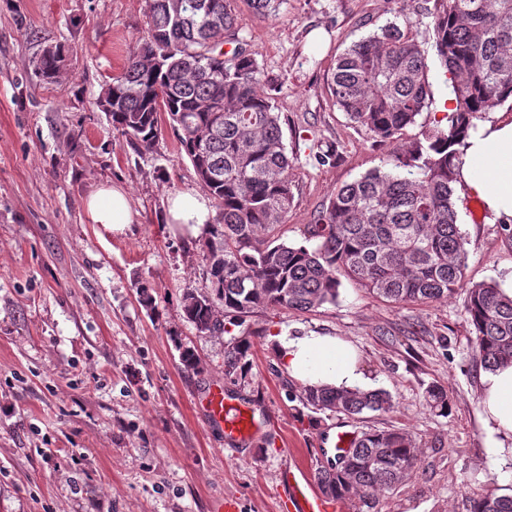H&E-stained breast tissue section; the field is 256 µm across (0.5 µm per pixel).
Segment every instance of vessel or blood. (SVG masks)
I'll use <instances>...</instances> for the list:
<instances>
[{"mask_svg": "<svg viewBox=\"0 0 512 512\" xmlns=\"http://www.w3.org/2000/svg\"><path fill=\"white\" fill-rule=\"evenodd\" d=\"M201 405L209 419L223 430L227 441H248L259 427L254 408L225 393L223 386H212ZM278 508L280 512H340L342 505L318 493L310 475L303 470L287 472Z\"/></svg>", "mask_w": 512, "mask_h": 512, "instance_id": "1", "label": "vessel or blood"}]
</instances>
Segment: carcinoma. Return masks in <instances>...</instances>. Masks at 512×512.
<instances>
[{"instance_id":"obj_1","label":"carcinoma","mask_w":512,"mask_h":512,"mask_svg":"<svg viewBox=\"0 0 512 512\" xmlns=\"http://www.w3.org/2000/svg\"><path fill=\"white\" fill-rule=\"evenodd\" d=\"M432 18L436 58L453 79L457 102L446 123L424 127L407 145L330 195L308 225L320 245L281 240L293 204L291 170L274 98L262 88L256 59L232 52L238 17L231 0H147L148 36L128 55L124 72L97 106L139 152L153 149L167 113L181 149L218 213L203 243L210 293L187 290L186 318L200 334H223L258 308L309 311L334 303L346 277L395 305L449 300L464 292L475 366L486 372L512 362V296L496 281H465L468 254L458 224L453 160L477 115L512 100V0H440ZM65 61L60 45L32 61L55 82ZM426 52L408 28L390 22L337 59L330 89L338 108L379 142H392L428 107ZM253 342L233 338L224 376L251 370ZM187 372L194 349L178 345ZM296 398L316 411L348 417L393 408L380 389L303 386ZM431 412L448 415L447 391H428ZM417 464L402 430H369L336 463L316 469L323 495L380 512ZM470 512H512V495L487 487Z\"/></svg>"}]
</instances>
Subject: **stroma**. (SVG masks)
Listing matches in <instances>:
<instances>
[{"instance_id": "1", "label": "stroma", "mask_w": 512, "mask_h": 512, "mask_svg": "<svg viewBox=\"0 0 512 512\" xmlns=\"http://www.w3.org/2000/svg\"><path fill=\"white\" fill-rule=\"evenodd\" d=\"M231 6L293 158L282 238L316 249L306 234L314 215L393 149L337 107L328 83L338 56L389 22L427 51L433 31L421 6L398 0H284L272 16L248 0ZM147 31L146 0H0V512H219L228 497L240 512H277L282 470L326 464L331 433L389 428L412 436L418 460L381 512H469L471 491L512 494V475H499L487 452L483 371L461 299L397 306L343 280L335 303L248 314L236 332L254 343L252 369L225 379L229 335L199 334L182 310L184 292L207 284L203 239L166 222L169 198L202 189L193 166L172 130L142 155L97 106ZM56 43L66 67L46 84L31 62ZM428 81L431 103L404 140L442 117L451 81L437 61ZM323 151L333 164L318 163ZM102 184L128 193L134 221L124 234L87 219L84 201ZM475 202L456 191L465 279L511 287L512 241L487 211L472 215ZM143 287L153 308L140 302ZM285 329L351 342L393 409L350 418L304 408L269 346ZM181 343L198 372L181 370ZM215 383L261 421L233 450L199 405ZM432 386L447 390V416L430 412ZM47 448L79 458L57 471Z\"/></svg>"}]
</instances>
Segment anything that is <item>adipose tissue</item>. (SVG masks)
<instances>
[{
    "label": "adipose tissue",
    "instance_id": "obj_1",
    "mask_svg": "<svg viewBox=\"0 0 512 512\" xmlns=\"http://www.w3.org/2000/svg\"><path fill=\"white\" fill-rule=\"evenodd\" d=\"M460 178L473 196L478 197L493 217L512 220V121L503 119L470 130L456 160ZM85 211L90 223L114 234L123 233L133 221L126 192L104 185L89 196ZM169 221L198 234L213 220L207 200L186 191L172 197ZM272 347L290 377L301 384L326 385L337 389H368L355 348L347 341L328 334L281 332ZM481 396L486 423L494 435L489 452L496 461L512 459V362L481 379Z\"/></svg>",
    "mask_w": 512,
    "mask_h": 512
}]
</instances>
